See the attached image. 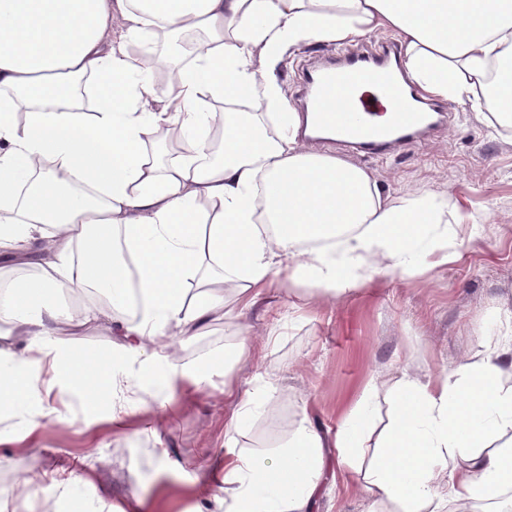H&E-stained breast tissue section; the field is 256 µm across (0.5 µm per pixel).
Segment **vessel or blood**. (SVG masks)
Here are the masks:
<instances>
[{
    "label": "vessel or blood",
    "instance_id": "vessel-or-blood-1",
    "mask_svg": "<svg viewBox=\"0 0 512 512\" xmlns=\"http://www.w3.org/2000/svg\"><path fill=\"white\" fill-rule=\"evenodd\" d=\"M399 54V46L387 42L328 60L309 71L294 105L301 112L314 113L317 123L338 142L363 153L388 154L396 142L421 137L426 118L439 121L446 112L444 105L430 103L422 110L395 113L389 126L375 123L384 102L420 99L415 86L386 73Z\"/></svg>",
    "mask_w": 512,
    "mask_h": 512
}]
</instances>
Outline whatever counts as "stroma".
Here are the masks:
<instances>
[{
	"mask_svg": "<svg viewBox=\"0 0 512 512\" xmlns=\"http://www.w3.org/2000/svg\"><path fill=\"white\" fill-rule=\"evenodd\" d=\"M339 50L305 41L285 55L276 80L286 100L310 62ZM449 109V124L385 156L321 142L309 148L365 169L382 195L444 193L465 207L475 221L449 225L453 262L413 277L382 270L370 287L341 299L287 281L245 319L217 318L196 336L152 339L167 348L166 371L246 341L233 370L239 393L256 378L278 379L238 437L239 447L258 454L281 448L305 421L336 432L369 399V436L351 464L334 467L314 512H369L366 470L395 416L400 377L439 388L461 362L494 352L512 320V139L492 136L468 104ZM280 322L286 334L270 343L267 332ZM153 406L141 393L119 427L111 404L65 391L0 415V512H124L136 498L141 512H224V428L235 402L224 395L223 375L212 373L199 390L176 389L167 415ZM53 408L64 423L46 420ZM32 421L41 428L30 434Z\"/></svg>",
	"mask_w": 512,
	"mask_h": 512,
	"instance_id": "1",
	"label": "stroma"
}]
</instances>
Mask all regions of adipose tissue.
<instances>
[{
  "label": "adipose tissue",
  "instance_id": "adipose-tissue-1",
  "mask_svg": "<svg viewBox=\"0 0 512 512\" xmlns=\"http://www.w3.org/2000/svg\"><path fill=\"white\" fill-rule=\"evenodd\" d=\"M381 27L400 35L409 82L469 102L488 128L512 134V75L495 110L483 105L491 69L512 67V0H0V258L35 270L0 282L1 412L64 380L82 399L112 401L129 359L143 370L136 390L154 388L167 406L178 375H153L162 357L147 342L196 335L223 312L225 282H244L243 318L284 273L341 297L381 267L416 275L453 260L445 227L470 222L461 205L444 194L382 197L363 168L307 150L298 113L272 133L264 123V108L283 101L273 71L287 50ZM158 32L203 36L173 93L127 50ZM75 78L93 79V112L57 95ZM209 96L225 110L201 111ZM219 122L224 156L210 160L203 148ZM75 178L104 201L70 191ZM65 288L111 293V308L79 319L113 328L111 359L57 353L52 339L72 323L53 306ZM502 374L495 354L461 363L436 391L403 378L370 494L394 512H442L443 474L448 493L469 500L511 490L512 440L493 443L512 429ZM271 385L258 379L224 431V512H313L326 484L325 437L311 422L277 454L237 450Z\"/></svg>",
  "mask_w": 512,
  "mask_h": 512
}]
</instances>
